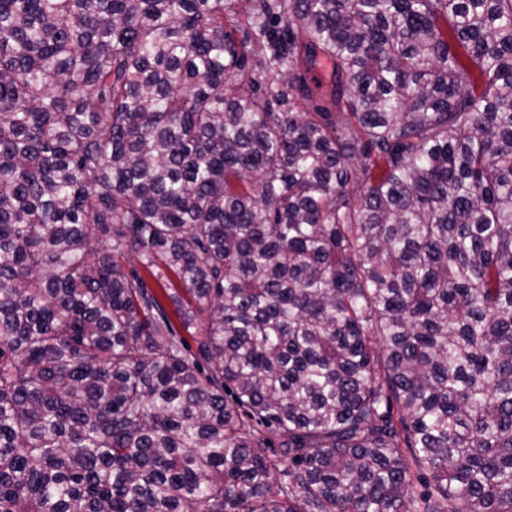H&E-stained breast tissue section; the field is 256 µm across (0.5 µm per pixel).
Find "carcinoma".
<instances>
[{"mask_svg":"<svg viewBox=\"0 0 512 512\" xmlns=\"http://www.w3.org/2000/svg\"><path fill=\"white\" fill-rule=\"evenodd\" d=\"M0 512H512V0H0ZM127 265H128L129 268H134L140 274H142L144 276L145 280L148 282V284L159 295L162 294V289H161L162 288V284H165L166 287L171 288L169 290V292H173L174 290L180 292L183 295V297H184V299L186 301L190 300L192 302V306L194 305L193 299L191 298V296L189 294H186L184 292V289H183L184 287L180 283L178 278L173 273H171L170 271L165 269L164 267H162V269H161V274L163 276V280L161 282H158L153 277H151V275L148 273V271L145 270L138 261H132V260L128 261Z\"/></svg>","mask_w":512,"mask_h":512,"instance_id":"carcinoma-1","label":"carcinoma"}]
</instances>
